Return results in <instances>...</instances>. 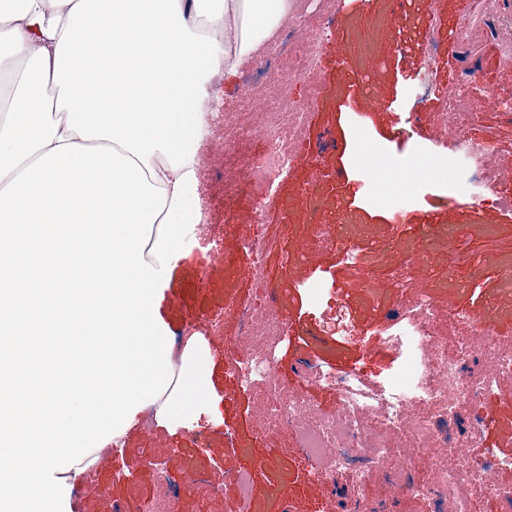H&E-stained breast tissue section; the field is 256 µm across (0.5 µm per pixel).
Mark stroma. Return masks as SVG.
Segmentation results:
<instances>
[{
	"label": "stroma",
	"instance_id": "stroma-1",
	"mask_svg": "<svg viewBox=\"0 0 512 512\" xmlns=\"http://www.w3.org/2000/svg\"><path fill=\"white\" fill-rule=\"evenodd\" d=\"M390 8L389 0H375L369 9L362 0H339L323 41L317 84L301 80L291 88L299 102L313 97L317 103L309 111L307 135L296 147L295 168L281 188L286 207L270 208L263 224H253L247 216L251 192L245 182L210 178L203 186L204 199L220 219L202 232L200 247L178 262L156 302V314L172 335L190 322L206 324L232 294H242L247 308L275 309L297 338L296 346L278 355L281 384L321 413L335 411L337 394L331 386L309 381L307 364H323L339 376L360 372L371 377L394 366L396 354L378 331L388 323V306L401 299L394 259L415 247L447 257L444 267L424 266L415 272L439 309L483 312L495 335L512 338V214L488 205L472 212L467 201L434 189L422 192L410 207L380 206L349 162L352 128L360 115L368 117L375 142L398 161L410 157L415 145L437 140L433 123L425 117L411 133L403 131L402 96L412 60L396 49L401 42L420 48L431 20L426 12L408 9L397 19L392 43L370 40L368 28L386 23ZM475 9L484 21L466 27ZM461 26L467 32L462 41H454L449 32ZM437 43L435 96H442L448 86L468 85L472 109L479 114L469 134L512 146V119L491 109L482 94L490 84L512 88V72L502 66L512 59V0H447ZM430 213L440 214L456 250H449L441 233L422 231L420 222ZM316 224L334 226L348 244L370 250L377 293L351 292L347 261L338 248L322 243L312 230ZM257 230L300 244L299 254L287 261L271 256L259 282L237 272L239 243ZM215 236L224 241L219 261L208 258L207 243ZM325 271L333 276L331 293L337 303L354 306L356 336L326 335L322 310L306 298V285ZM239 334V323L228 318L221 333L206 336L200 346V368L210 385L202 412L149 432L129 426L119 441V456L96 472L98 491L69 498V506L79 512H114L119 504L124 512H143L158 492L152 462L163 449L170 462L169 512H226L237 503L233 476L241 471L252 475L258 512H280L284 506L290 512H342L350 504L354 512H422L409 485L432 480L431 462L420 461L398 483L388 471H369L357 496L353 466L344 464L332 475H322L286 433L260 430L254 418L263 410L261 399L239 392L225 370L226 359L241 351ZM478 410L483 446L512 457V376L501 377Z\"/></svg>",
	"mask_w": 512,
	"mask_h": 512
}]
</instances>
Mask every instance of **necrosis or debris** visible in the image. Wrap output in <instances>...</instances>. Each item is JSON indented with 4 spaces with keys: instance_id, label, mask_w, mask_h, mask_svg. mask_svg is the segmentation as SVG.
Listing matches in <instances>:
<instances>
[{
    "instance_id": "4bbe7bcc",
    "label": "necrosis or debris",
    "mask_w": 512,
    "mask_h": 512,
    "mask_svg": "<svg viewBox=\"0 0 512 512\" xmlns=\"http://www.w3.org/2000/svg\"><path fill=\"white\" fill-rule=\"evenodd\" d=\"M301 8L292 25L299 31L296 45L281 40L270 44L255 70L274 85V101L249 99L248 115L225 113L211 121L210 131L223 149L211 153L208 171L243 178L252 189L250 219L260 224L266 211L280 202V191L296 163L294 151L306 132L308 108L292 99L289 87L298 79L315 80L320 65L321 45L329 31L330 16L324 5L300 0ZM260 138L263 148L229 162L228 154L249 137ZM354 168L366 179L373 195L397 207L416 203L422 190L440 188V174L456 164L473 172L467 183L454 186L459 198L471 203H491L512 213V195L500 192L496 168L487 160L482 139L465 134L453 149L421 145L416 154L385 169L383 153L367 128L356 130ZM242 275L261 280L268 255L284 249L280 237L257 233L239 243ZM433 254L425 248L397 256L395 269L403 294L411 304L389 326L387 335L398 352L394 370L372 379L360 373L336 375L321 365L308 368L315 383L335 388L339 396L336 414L314 413L299 397L288 395L278 377V347L287 340L289 329L276 315L257 320L239 310V343L246 356L228 358L227 374L240 391L256 390L266 401L268 429L289 431L298 448L327 472L337 465L352 463L358 473L356 488H363L364 474L372 467H386L399 460L401 469L413 471L417 461L435 460L434 479L412 484L427 512H475L480 495L495 497L503 512H512V486L499 475L512 469V457L502 458L481 449V422L469 418L464 429L449 421L463 408L495 389L499 378L512 373V354L503 353L497 336L488 333L484 316L452 311L449 322L460 325L459 335L444 337L436 305L426 288L408 277L417 264L430 263ZM483 337L475 347L472 337ZM482 354L488 367L481 372L464 368L466 360Z\"/></svg>"
}]
</instances>
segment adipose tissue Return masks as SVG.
I'll list each match as a JSON object with an SVG mask.
<instances>
[{
    "label": "adipose tissue",
    "instance_id": "1",
    "mask_svg": "<svg viewBox=\"0 0 512 512\" xmlns=\"http://www.w3.org/2000/svg\"><path fill=\"white\" fill-rule=\"evenodd\" d=\"M289 0H0V189L55 146L107 145L151 185L199 169L220 83L254 59ZM227 24L224 40L209 26ZM207 385L186 372L159 413Z\"/></svg>",
    "mask_w": 512,
    "mask_h": 512
}]
</instances>
